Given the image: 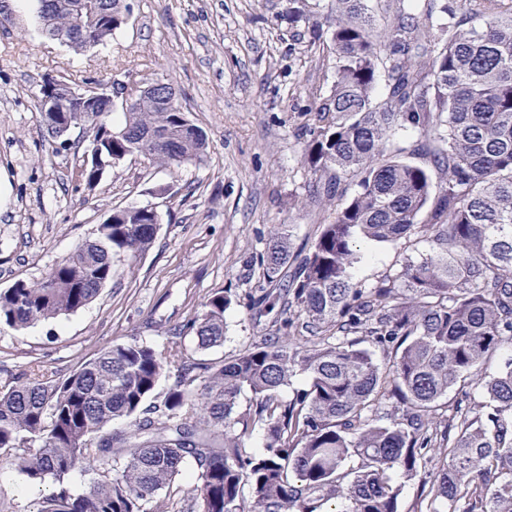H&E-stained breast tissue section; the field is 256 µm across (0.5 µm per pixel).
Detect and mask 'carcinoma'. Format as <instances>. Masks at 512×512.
<instances>
[{
	"instance_id": "obj_1",
	"label": "carcinoma",
	"mask_w": 512,
	"mask_h": 512,
	"mask_svg": "<svg viewBox=\"0 0 512 512\" xmlns=\"http://www.w3.org/2000/svg\"><path fill=\"white\" fill-rule=\"evenodd\" d=\"M121 2L39 0V18L58 40L84 28L69 47L87 51L124 25ZM485 2L489 11L467 14L430 0L425 19L401 12L378 30L368 0H332L335 81L312 108L325 124L310 130L309 195L347 202L299 253L284 228L270 231L250 309L273 303L279 315L230 360L184 356L179 333L164 350L130 338L67 375L38 366L0 388V456L51 482L40 512H157L155 496L188 464L192 512H400L397 473L422 481L427 512H512V362L479 378L494 353L512 351V12ZM81 116L106 159L171 167L207 155L176 103L144 98L119 124ZM408 127L421 139L396 140ZM102 175L93 164L76 186ZM158 229L140 208L112 210L41 281L0 290V325L23 330L85 307L112 279V259L136 260ZM413 237L429 248L399 274L354 281L363 245ZM231 303L217 291L184 326L198 348L224 343ZM299 372L306 385L284 399ZM472 386L484 404H471ZM119 420L127 428L112 430ZM257 427L263 446L249 452ZM435 458L439 469L424 471ZM76 469L89 476L81 494L69 485Z\"/></svg>"
}]
</instances>
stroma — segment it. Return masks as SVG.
Returning <instances> with one entry per match:
<instances>
[{"instance_id": "1", "label": "stroma", "mask_w": 512, "mask_h": 512, "mask_svg": "<svg viewBox=\"0 0 512 512\" xmlns=\"http://www.w3.org/2000/svg\"><path fill=\"white\" fill-rule=\"evenodd\" d=\"M0 14V290L40 281L71 257L115 207H156L161 224L152 247L127 262L92 303L68 316L16 331L0 326V387L32 365L67 374L101 349L129 338L167 347L175 329L228 290L223 345L196 360L222 361L269 330L272 315L251 320L259 281L256 257L274 225L292 231L294 250L309 247L326 212L309 197L314 175L305 161L312 107L334 80L331 41L312 42L330 0H307L289 19V0H132L129 22L103 44L77 53L48 40L38 0H5ZM76 85L131 87L159 79L208 137L200 165L158 167L129 158L90 190L73 172L88 140L82 131L61 148L35 109L43 78ZM426 242L372 247L354 276L369 286L398 274ZM50 485H32L0 459V512H38Z\"/></svg>"}]
</instances>
